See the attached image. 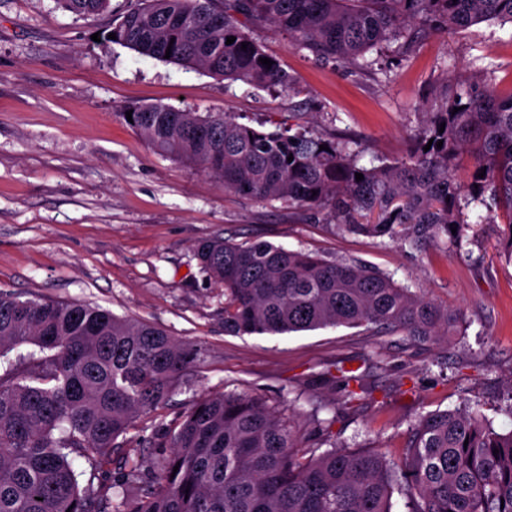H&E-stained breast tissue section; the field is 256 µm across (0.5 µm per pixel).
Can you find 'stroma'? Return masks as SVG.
Returning a JSON list of instances; mask_svg holds the SVG:
<instances>
[{
    "instance_id": "1",
    "label": "stroma",
    "mask_w": 512,
    "mask_h": 512,
    "mask_svg": "<svg viewBox=\"0 0 512 512\" xmlns=\"http://www.w3.org/2000/svg\"><path fill=\"white\" fill-rule=\"evenodd\" d=\"M110 12L84 17L57 0H0V291L80 300L147 321L193 346L188 382L136 419L120 452L152 472L166 451L155 430L204 395H257L290 421L302 447L330 421L339 445L399 459L420 415L480 409L512 430V263L503 222L457 252L418 250L340 230L326 213L245 199L196 168L155 154L120 116L163 103L201 115L272 120L361 150L362 165L406 157L426 112L460 77L491 76L512 92V25L485 21L448 35L412 30L351 63L320 61L267 23L250 34L293 77L257 88L138 54L109 41ZM260 239L326 259L355 260L463 314L446 343L346 326L276 335L224 331V290L210 283L198 242ZM362 374L344 405L334 367Z\"/></svg>"
}]
</instances>
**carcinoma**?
I'll return each mask as SVG.
<instances>
[{"label":"carcinoma","instance_id":"1","mask_svg":"<svg viewBox=\"0 0 512 512\" xmlns=\"http://www.w3.org/2000/svg\"><path fill=\"white\" fill-rule=\"evenodd\" d=\"M58 2L85 17L110 8V0ZM484 21L512 23V0H138L112 18L110 32L143 56L162 61L169 49L171 63L288 89L293 77L249 26L269 23L318 57L354 61L409 24L451 34ZM129 110L130 127L156 154L199 168L239 197L324 210L350 232L448 252L486 223L467 222L466 209L494 207L508 217L512 259V93L498 95L482 80L426 114L407 158L370 168L359 151L304 130L263 131L224 112L201 116L161 103L127 106L121 118ZM467 157L477 166L461 184L453 173ZM196 255L224 287L229 333L371 326L438 342L462 323L356 261L221 237L199 243ZM21 346L33 350L8 358ZM0 358V512H392L395 493L409 512H512V430L497 432L477 411L420 416L396 463L378 448L351 451L331 439L324 451L301 448L264 400L233 391L204 396L161 424L171 452L154 475L125 458L114 493L102 494L94 481L112 463L117 439L166 404L196 350L98 306L0 292ZM336 372L351 405L360 376ZM72 455L84 461L83 488ZM131 485L140 490L134 503L125 495Z\"/></svg>","mask_w":512,"mask_h":512}]
</instances>
